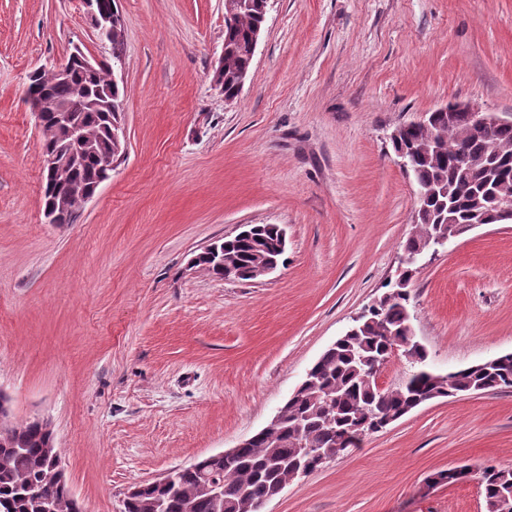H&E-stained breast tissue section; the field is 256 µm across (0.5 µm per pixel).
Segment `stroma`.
Wrapping results in <instances>:
<instances>
[{
    "label": "stroma",
    "mask_w": 512,
    "mask_h": 512,
    "mask_svg": "<svg viewBox=\"0 0 512 512\" xmlns=\"http://www.w3.org/2000/svg\"><path fill=\"white\" fill-rule=\"evenodd\" d=\"M127 151L70 224L41 211L29 75L111 56L83 0H0V392L51 420L84 512L266 426L394 281L416 184L389 139L451 102L512 115V0H270L236 100L213 81L224 0H119ZM243 224L286 228L252 282L192 268ZM438 373L512 353V224L467 231L411 284ZM512 391L428 402L293 481L270 512H486Z\"/></svg>",
    "instance_id": "stroma-1"
}]
</instances>
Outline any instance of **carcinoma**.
<instances>
[{
    "mask_svg": "<svg viewBox=\"0 0 512 512\" xmlns=\"http://www.w3.org/2000/svg\"><path fill=\"white\" fill-rule=\"evenodd\" d=\"M266 0H244V5L224 23V68L214 81L224 87V97L237 98L238 81L251 69L249 47L255 32L263 28ZM111 62L95 71L74 60L66 80H52L47 73L29 76L28 94L50 102L41 112L42 148L60 146L64 134L55 109L62 106L80 119L93 135L94 150L82 155L70 168L54 175L42 172L43 193H64L73 185L90 188L111 177L102 162L111 142V112L122 110L120 86L110 82ZM394 152H404L408 171L420 187L435 188L418 204L417 231L408 238L403 254L411 255L433 243L442 229L461 228L485 219L496 224L497 196H512V121L485 134L472 125L470 113H453V132H448V113L433 112L425 124H403ZM247 235L229 237L224 245V265L206 262L205 271L222 278L251 281V272L271 253L279 240L280 225L251 224ZM411 291L398 284L382 295L377 305L358 322L357 332L346 334L328 347L312 366L313 375L300 394L288 400L279 428L238 449L230 465L204 458L181 468L166 486H153L140 498L127 500L124 512H255L278 482L288 480L297 465L309 472L321 459L336 454L345 435L358 429L365 434L386 418L405 416L419 398L455 397L475 391L512 389V354L450 371L434 372L428 352L415 340L409 310ZM409 341L405 357L414 371L402 382L379 394L360 371L361 360L384 359L397 341ZM53 433L27 421L11 425L0 436V512H81L67 485L47 480ZM476 475L483 487L486 512L496 508L499 491L512 487V468L486 466ZM224 483V507L216 506L199 492L204 477Z\"/></svg>",
    "mask_w": 512,
    "mask_h": 512,
    "instance_id": "cac0c4a2",
    "label": "carcinoma"
}]
</instances>
